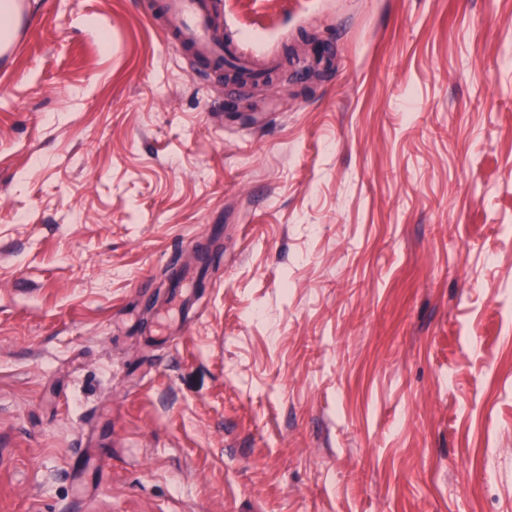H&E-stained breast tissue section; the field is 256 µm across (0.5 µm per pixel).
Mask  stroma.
Here are the masks:
<instances>
[{"instance_id": "1", "label": "stroma", "mask_w": 512, "mask_h": 512, "mask_svg": "<svg viewBox=\"0 0 512 512\" xmlns=\"http://www.w3.org/2000/svg\"><path fill=\"white\" fill-rule=\"evenodd\" d=\"M211 9L326 60L156 0L0 59V512H512V0ZM201 0H169L164 13L171 40L182 48L190 47L198 57L216 49L215 27L210 11Z\"/></svg>"}]
</instances>
